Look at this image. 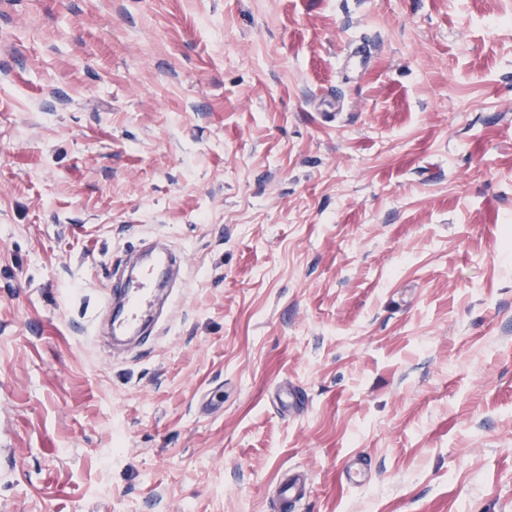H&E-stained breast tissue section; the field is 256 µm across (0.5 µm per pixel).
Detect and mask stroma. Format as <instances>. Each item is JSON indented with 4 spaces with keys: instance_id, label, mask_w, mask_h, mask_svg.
Returning a JSON list of instances; mask_svg holds the SVG:
<instances>
[{
    "instance_id": "1",
    "label": "stroma",
    "mask_w": 512,
    "mask_h": 512,
    "mask_svg": "<svg viewBox=\"0 0 512 512\" xmlns=\"http://www.w3.org/2000/svg\"><path fill=\"white\" fill-rule=\"evenodd\" d=\"M154 240L174 306L116 346ZM290 473L294 512H512V0H0V512ZM150 255L153 257L150 265L145 266L138 261L129 276L111 275L108 287L102 291L100 308L113 305L124 312L120 320L113 322L112 334L115 339L142 335L145 324L151 321L156 310L157 277L169 273L174 265L180 266L183 262V257L172 253Z\"/></svg>"
}]
</instances>
